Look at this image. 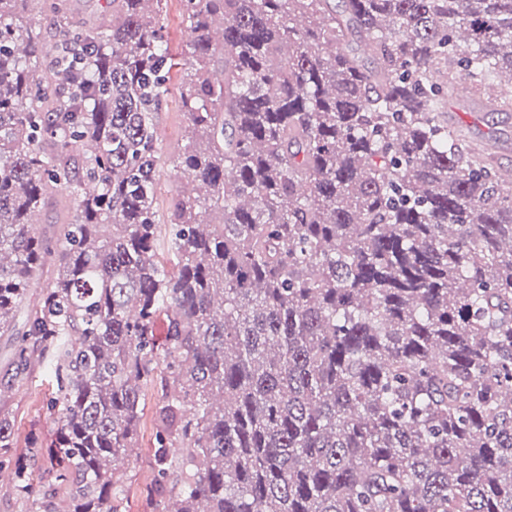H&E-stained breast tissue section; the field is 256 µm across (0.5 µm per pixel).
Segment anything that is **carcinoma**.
I'll return each instance as SVG.
<instances>
[{"instance_id":"1","label":"carcinoma","mask_w":512,"mask_h":512,"mask_svg":"<svg viewBox=\"0 0 512 512\" xmlns=\"http://www.w3.org/2000/svg\"><path fill=\"white\" fill-rule=\"evenodd\" d=\"M31 2L0 0V399L47 360L68 491L3 456L25 512H122L148 382L153 512H512V181L448 129L458 82L512 76V0H185L178 59L163 0L91 29L42 0L52 40ZM178 66L169 268L153 114ZM13 427L0 403L1 451Z\"/></svg>"}]
</instances>
